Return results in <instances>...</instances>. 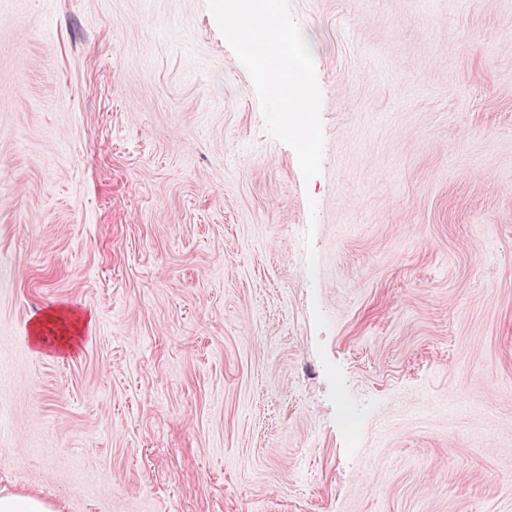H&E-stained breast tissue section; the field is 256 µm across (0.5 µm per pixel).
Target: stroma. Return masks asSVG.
Segmentation results:
<instances>
[{"mask_svg": "<svg viewBox=\"0 0 512 512\" xmlns=\"http://www.w3.org/2000/svg\"><path fill=\"white\" fill-rule=\"evenodd\" d=\"M288 5L308 182L205 0H0V491L512 512V0ZM66 321H68L71 327L74 328L76 334H80L86 325V320H82L70 309H53L34 322L32 328V339L35 343H44L46 340V333L56 335L50 326H65Z\"/></svg>", "mask_w": 512, "mask_h": 512, "instance_id": "stroma-1", "label": "stroma"}]
</instances>
